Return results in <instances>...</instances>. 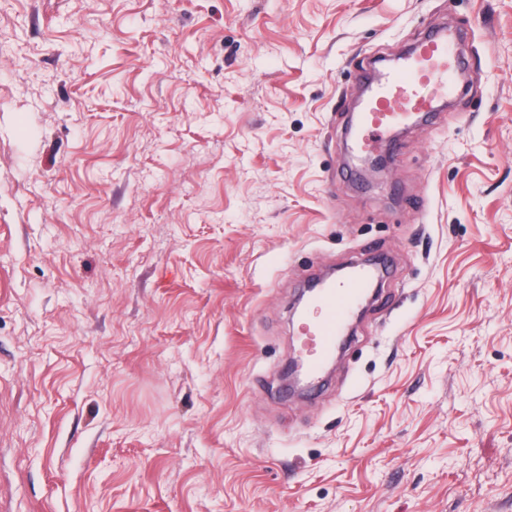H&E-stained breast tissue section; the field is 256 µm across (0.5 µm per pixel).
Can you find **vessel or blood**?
Segmentation results:
<instances>
[{"instance_id":"b4317fda","label":"vessel or blood","mask_w":512,"mask_h":512,"mask_svg":"<svg viewBox=\"0 0 512 512\" xmlns=\"http://www.w3.org/2000/svg\"><path fill=\"white\" fill-rule=\"evenodd\" d=\"M460 41V36L447 29L428 28L399 63L381 72L357 119L355 142L362 150L372 152L384 146L400 152L402 146L394 134L401 123L434 115L442 103L459 93L458 76L465 67ZM374 277L373 267H361L313 299V315L302 324L311 348L305 363L309 380L320 378Z\"/></svg>"}]
</instances>
